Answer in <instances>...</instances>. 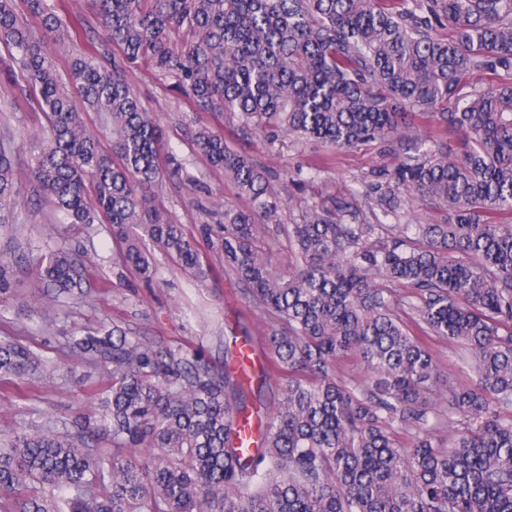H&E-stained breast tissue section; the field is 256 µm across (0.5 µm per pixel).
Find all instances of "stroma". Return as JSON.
Wrapping results in <instances>:
<instances>
[{
	"label": "stroma",
	"mask_w": 512,
	"mask_h": 512,
	"mask_svg": "<svg viewBox=\"0 0 512 512\" xmlns=\"http://www.w3.org/2000/svg\"><path fill=\"white\" fill-rule=\"evenodd\" d=\"M128 80L143 109L163 130L161 157L176 154L184 166L183 179L152 187L153 203L169 219L197 234L203 224L216 223L212 205L221 202L244 206L234 184L223 172L209 167L193 145L202 126L223 135L232 150L245 154L264 170L271 189L282 200L279 221L300 223L307 206L348 191H363L379 173L393 170L403 148L398 141H375L351 150H337L317 142H298L289 137L270 142L259 135L243 134L213 112L191 109L172 79L145 63L131 65ZM11 98L13 106L0 111V142L16 157L19 195L17 224L0 230V249L14 252L15 288L0 294V336L21 339L43 358L66 372L52 383H26L22 388L0 386V430L42 423L47 416L69 418L90 402L91 391L112 380V367L84 365L66 346L67 332L75 326L97 328L116 325L127 335L138 336L173 348L203 349L215 367L224 365V329L245 332L262 344L267 316L248 305L241 284L229 277L218 257H211L213 274L205 283L189 279L176 263L160 259L152 284H144L133 271L116 262L110 228L105 224L87 230L61 225L55 243L94 256L85 272L82 290L44 298L41 306L29 300L27 284L32 259L48 241L42 233L51 209L27 175L34 149V134L47 124L36 107L32 91L0 76V101ZM442 384L475 385L459 351L444 340L431 343Z\"/></svg>",
	"instance_id": "obj_1"
}]
</instances>
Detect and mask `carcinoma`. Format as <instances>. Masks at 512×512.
<instances>
[{
  "instance_id": "obj_1",
  "label": "carcinoma",
  "mask_w": 512,
  "mask_h": 512,
  "mask_svg": "<svg viewBox=\"0 0 512 512\" xmlns=\"http://www.w3.org/2000/svg\"><path fill=\"white\" fill-rule=\"evenodd\" d=\"M121 55L71 28L49 0H0V71L32 87L47 127L28 175L58 224L107 221L117 261L146 282L156 254L195 281L211 267L195 237L143 188L179 176L157 163L161 127L126 71L144 62L190 106L282 136L356 148L405 138L399 111L439 116L456 142L404 156L367 185L376 223L347 201L307 207L284 228L295 261L266 246L281 204L268 176L208 128L199 153L248 202L199 234L244 298L267 316L264 362L243 372L204 351L142 342L119 326L74 329L78 356L112 364L96 408L0 432V512H512V0H94ZM41 35L34 34L29 19ZM85 44L63 82L47 50ZM488 78L472 87L468 78ZM76 87V106L67 85ZM112 137L106 154L83 114ZM92 185L90 195L87 185ZM17 194L0 147V225ZM416 196L448 207L445 224H385ZM89 258L47 247L39 298L82 287ZM14 259L0 254V292ZM413 289L406 301L394 286ZM467 351L474 387L435 399L430 340ZM361 380L338 378L349 358ZM57 366L0 337V381L50 382ZM278 402L261 399L271 373ZM112 437L100 455L87 438Z\"/></svg>"
}]
</instances>
